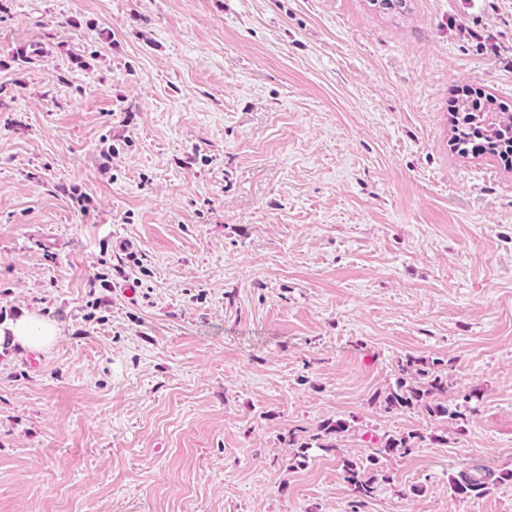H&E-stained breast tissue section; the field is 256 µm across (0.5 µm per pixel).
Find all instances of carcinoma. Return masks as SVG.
I'll return each instance as SVG.
<instances>
[{
    "label": "carcinoma",
    "instance_id": "1",
    "mask_svg": "<svg viewBox=\"0 0 512 512\" xmlns=\"http://www.w3.org/2000/svg\"><path fill=\"white\" fill-rule=\"evenodd\" d=\"M378 12L402 16L408 11V0H371ZM452 140L458 154L471 158H490L512 165V107L480 89L468 91L457 99L452 109ZM422 359L407 357L398 364L399 376L395 384L379 394L381 403L389 411L419 410L430 417L461 411L448 410L440 401L447 391L446 380L425 368ZM416 433L390 436L380 448L358 460L342 459L344 478L355 501L350 512H359L366 500L379 490L378 462L381 456L404 455L413 448ZM512 478L506 473L491 480V473L462 472L452 479L451 490L458 496H480L487 493L494 482Z\"/></svg>",
    "mask_w": 512,
    "mask_h": 512
}]
</instances>
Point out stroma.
Wrapping results in <instances>:
<instances>
[{
	"label": "stroma",
	"mask_w": 512,
	"mask_h": 512,
	"mask_svg": "<svg viewBox=\"0 0 512 512\" xmlns=\"http://www.w3.org/2000/svg\"><path fill=\"white\" fill-rule=\"evenodd\" d=\"M32 49L25 63L17 48ZM512 0H0V512H512ZM421 358L463 416L384 411ZM346 420L336 447H308ZM492 112L499 119L489 117ZM512 110L481 89L466 91L452 109V140L458 154L512 165ZM61 336V327L53 319L25 313L7 323L0 324V346L26 351L50 348ZM417 433H406L397 436H389L381 443L377 452L367 455L365 458L352 460L342 459L344 478L350 486L355 501L351 502L350 512H359L360 506L367 499L373 498L379 490L378 462L379 456L404 455L413 448ZM491 473L461 472L452 479L451 490L454 496H480L487 493L495 482H502L512 478V473L502 474L491 480Z\"/></svg>",
	"instance_id": "obj_1"
}]
</instances>
